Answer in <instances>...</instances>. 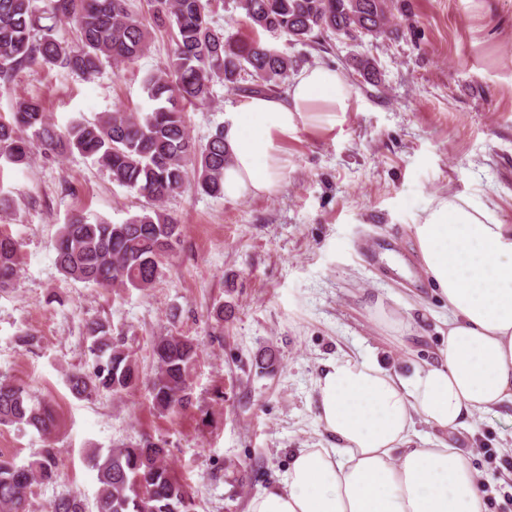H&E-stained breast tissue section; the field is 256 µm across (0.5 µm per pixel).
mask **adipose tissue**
Wrapping results in <instances>:
<instances>
[{"mask_svg": "<svg viewBox=\"0 0 512 512\" xmlns=\"http://www.w3.org/2000/svg\"><path fill=\"white\" fill-rule=\"evenodd\" d=\"M345 75L318 64L285 94L243 98L224 126V198L269 196L299 128H335L350 111ZM423 271L447 303L432 361L402 376L368 361H331L316 382L329 446L298 449L246 512H485L477 473L445 432L512 405V224L494 205L435 199L413 226ZM437 429L419 436L417 422Z\"/></svg>", "mask_w": 512, "mask_h": 512, "instance_id": "1", "label": "adipose tissue"}]
</instances>
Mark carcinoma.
I'll return each instance as SVG.
<instances>
[{"instance_id": "obj_1", "label": "carcinoma", "mask_w": 512, "mask_h": 512, "mask_svg": "<svg viewBox=\"0 0 512 512\" xmlns=\"http://www.w3.org/2000/svg\"><path fill=\"white\" fill-rule=\"evenodd\" d=\"M249 33H231L213 25L225 0H149L158 28L169 30L170 61L147 75L143 87L153 103L147 112L117 106L94 120L76 119L66 128L53 123L38 99H20L14 122L0 121V160L27 164L31 141L58 156L77 152L90 157L112 181L136 191L151 207L122 224L93 222L78 213L62 225L55 243L56 264L67 281L112 290L146 291L182 233L181 225L160 208L189 180L205 193L224 195V166L230 156L219 127L204 145L190 135L186 112L205 103L220 82L238 94H266L279 85L296 61L270 46L265 37L285 35L297 44L319 43L324 35L344 37L352 30L377 38L392 32L396 19L407 16L405 0H232ZM50 23L44 24L42 20ZM70 25L78 41L57 37ZM150 48L147 25L132 15L127 0H0V87L32 65L63 67L87 80L104 63L118 69ZM367 80L377 74L375 60L354 58ZM21 243L0 232V289L19 278ZM91 368L67 375L73 395L91 399L103 393L122 395L140 383V374L124 341L113 336L101 318L84 323ZM200 347L182 333H168L152 342L156 370L149 381L153 408L176 414L189 403L190 381ZM0 425H23L50 440L57 428L51 407L36 402L30 390L0 378ZM162 440L112 448L105 457H90L100 487L95 512H197L196 496L168 463ZM57 449L48 443L25 464L0 455V512H29L33 488L56 475ZM51 512H89L80 498L56 499Z\"/></svg>"}]
</instances>
